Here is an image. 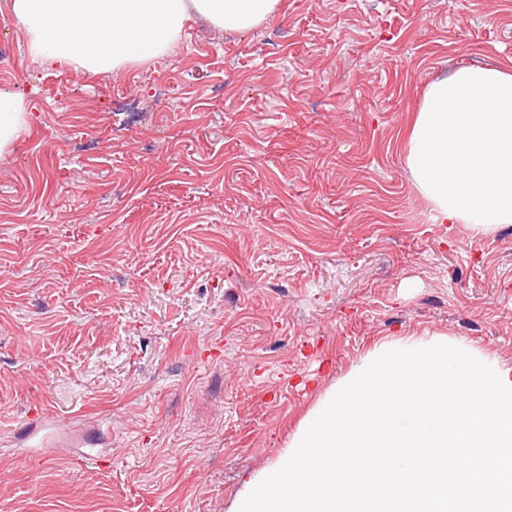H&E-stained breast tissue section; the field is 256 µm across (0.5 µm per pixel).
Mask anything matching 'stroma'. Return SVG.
Returning <instances> with one entry per match:
<instances>
[{"label":"stroma","instance_id":"obj_1","mask_svg":"<svg viewBox=\"0 0 512 512\" xmlns=\"http://www.w3.org/2000/svg\"><path fill=\"white\" fill-rule=\"evenodd\" d=\"M461 60L512 68V0H279L101 73L0 0V512H233L381 345L512 366V224L436 223L404 164ZM28 112L24 99L16 94L0 93V157L9 149L18 130L26 124Z\"/></svg>","mask_w":512,"mask_h":512}]
</instances>
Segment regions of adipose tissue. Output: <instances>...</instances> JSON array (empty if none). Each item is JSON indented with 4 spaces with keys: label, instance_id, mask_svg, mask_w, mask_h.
Listing matches in <instances>:
<instances>
[{
    "label": "adipose tissue",
    "instance_id": "1",
    "mask_svg": "<svg viewBox=\"0 0 512 512\" xmlns=\"http://www.w3.org/2000/svg\"><path fill=\"white\" fill-rule=\"evenodd\" d=\"M279 0H11L33 58L109 72L170 54L191 15L242 34ZM404 162L440 224H512V70L460 64L427 87Z\"/></svg>",
    "mask_w": 512,
    "mask_h": 512
}]
</instances>
